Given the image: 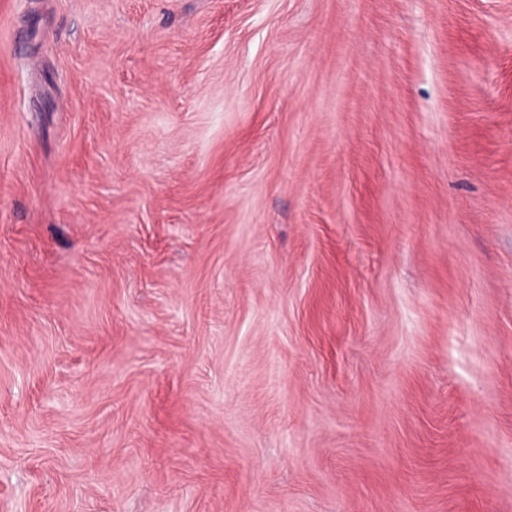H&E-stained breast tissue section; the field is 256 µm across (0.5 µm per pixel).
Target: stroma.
<instances>
[{
  "mask_svg": "<svg viewBox=\"0 0 512 512\" xmlns=\"http://www.w3.org/2000/svg\"><path fill=\"white\" fill-rule=\"evenodd\" d=\"M0 512H512V0H0Z\"/></svg>",
  "mask_w": 512,
  "mask_h": 512,
  "instance_id": "1",
  "label": "stroma"
}]
</instances>
